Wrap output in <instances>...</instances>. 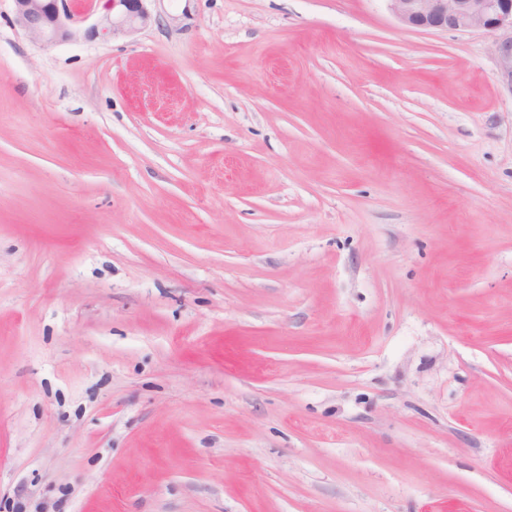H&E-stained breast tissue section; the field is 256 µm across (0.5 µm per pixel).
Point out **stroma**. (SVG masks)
<instances>
[{
	"mask_svg": "<svg viewBox=\"0 0 512 512\" xmlns=\"http://www.w3.org/2000/svg\"><path fill=\"white\" fill-rule=\"evenodd\" d=\"M0 0V512H512V91L387 0ZM147 1L104 0L101 17L84 29H78L72 26L74 15L69 0H13L17 25L46 46L78 37L92 40L138 30L151 19L145 5Z\"/></svg>",
	"mask_w": 512,
	"mask_h": 512,
	"instance_id": "obj_1",
	"label": "stroma"
}]
</instances>
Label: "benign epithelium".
I'll return each instance as SVG.
<instances>
[{
  "label": "benign epithelium",
  "mask_w": 512,
  "mask_h": 512,
  "mask_svg": "<svg viewBox=\"0 0 512 512\" xmlns=\"http://www.w3.org/2000/svg\"><path fill=\"white\" fill-rule=\"evenodd\" d=\"M17 25L46 46L78 37H113L146 26L147 0H104L96 22L72 26L69 0H13ZM403 25L423 31L481 30L495 36L494 52L502 84L512 92V0H388Z\"/></svg>",
  "instance_id": "benign-epithelium-1"
}]
</instances>
